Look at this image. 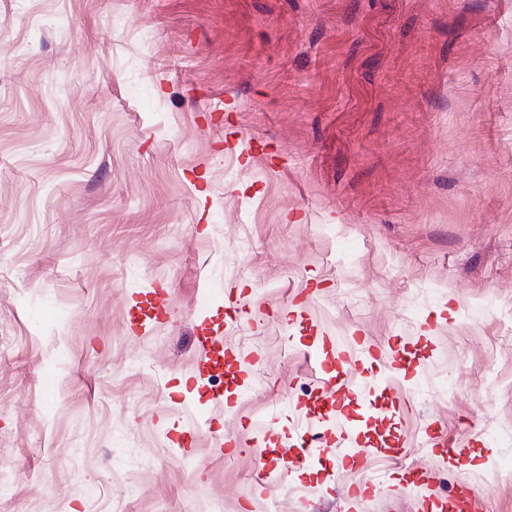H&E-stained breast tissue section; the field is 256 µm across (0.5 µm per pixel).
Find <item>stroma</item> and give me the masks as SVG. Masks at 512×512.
<instances>
[{"label":"stroma","mask_w":512,"mask_h":512,"mask_svg":"<svg viewBox=\"0 0 512 512\" xmlns=\"http://www.w3.org/2000/svg\"><path fill=\"white\" fill-rule=\"evenodd\" d=\"M0 44V512H512V0H0ZM327 382L329 383L328 390L332 394L336 393V398L332 399L328 404V412H336V415H339L342 412L345 398L358 393L360 385L354 384L350 380H339L337 374L336 382L335 377L328 378Z\"/></svg>","instance_id":"1"}]
</instances>
